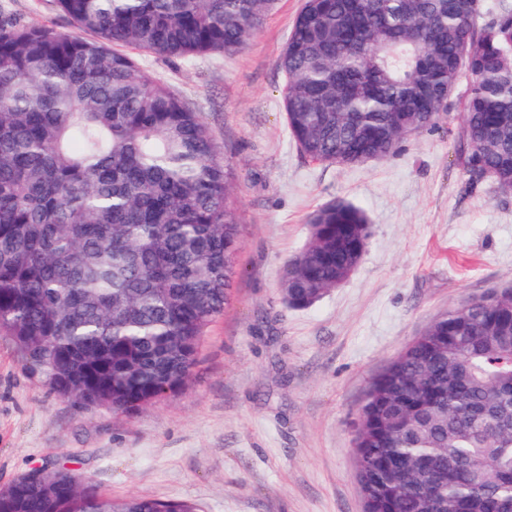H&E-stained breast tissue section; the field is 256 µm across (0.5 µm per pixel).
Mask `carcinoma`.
Masks as SVG:
<instances>
[{
	"mask_svg": "<svg viewBox=\"0 0 512 512\" xmlns=\"http://www.w3.org/2000/svg\"><path fill=\"white\" fill-rule=\"evenodd\" d=\"M274 0H56L76 29L0 22V331L80 410L184 390L231 299L233 168L199 114L117 50L233 56ZM300 152L384 160L460 96L459 159L512 192V0H304L280 58ZM478 80L458 89L464 75ZM284 264L306 308L366 252L359 207L309 217ZM365 512H512V287L432 322L373 380L354 437ZM0 512H200L102 495L64 469Z\"/></svg>",
	"mask_w": 512,
	"mask_h": 512,
	"instance_id": "carcinoma-1",
	"label": "carcinoma"
}]
</instances>
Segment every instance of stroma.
<instances>
[{
	"label": "stroma",
	"mask_w": 512,
	"mask_h": 512,
	"mask_svg": "<svg viewBox=\"0 0 512 512\" xmlns=\"http://www.w3.org/2000/svg\"><path fill=\"white\" fill-rule=\"evenodd\" d=\"M301 4L275 0L230 58L134 51L199 112L235 170L233 299L207 329L189 386L128 415L59 398L0 334V486L64 468L103 494L202 512H364L353 439L370 383L439 315L512 283V193L462 169L458 108L385 160L344 167L300 152L279 58ZM3 19L72 30L55 0H0ZM332 201L369 217L366 253L341 287L290 309L283 264Z\"/></svg>",
	"instance_id": "1"
}]
</instances>
